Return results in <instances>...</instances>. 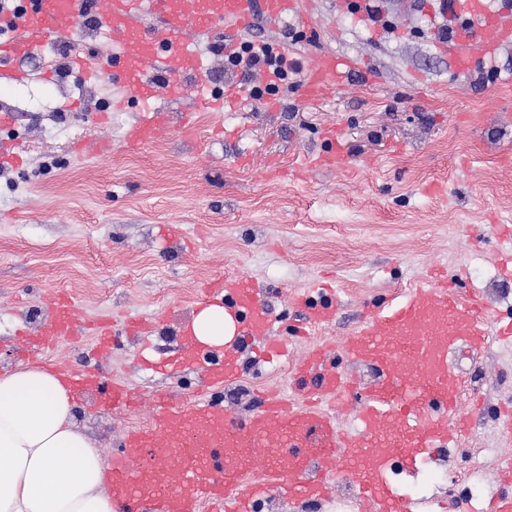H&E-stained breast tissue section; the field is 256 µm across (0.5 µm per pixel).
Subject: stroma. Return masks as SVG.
Masks as SVG:
<instances>
[{
  "mask_svg": "<svg viewBox=\"0 0 512 512\" xmlns=\"http://www.w3.org/2000/svg\"><path fill=\"white\" fill-rule=\"evenodd\" d=\"M383 5L386 28L338 0H309L313 24L291 17L271 30L259 19L236 34L277 42L297 63L319 51L359 58L374 85L314 99L301 74H292L276 94L279 110L270 112L253 96L258 76L216 55L208 81L222 92L223 111L186 97L171 105L167 130L138 150L121 143L140 115L137 104L99 119L124 93L119 69L106 68L93 84L74 72L48 83L41 62L28 60L25 83L0 78V108L16 119L0 140L13 141L22 156L0 170V369L23 364L18 332L37 331L47 319L48 293L77 298L86 319L113 322L106 355L95 354L93 336L79 335L37 359L73 372L99 369L137 393L131 413H99L93 398L76 404L79 426L108 454L122 431L150 423L158 392L178 404L206 394L239 423L268 390L303 402L311 383L294 372L309 349L347 337L366 307L434 270L512 314V278L499 270L512 245L493 228L512 225V46L494 53V66L459 78L423 0ZM186 109L195 119L188 131ZM465 113L486 120L470 127L459 121ZM102 140L103 153L76 151ZM328 153L336 167L313 166ZM228 274L263 289L280 336L305 315L293 293L318 284L335 289L336 319L280 363L240 354L238 378L220 389L206 388L201 368L158 370L179 356V333L198 312L202 287ZM127 319L157 325L140 341L125 334ZM474 364L461 405L472 422L461 445L483 449L486 489L510 496L496 462L512 445L493 410L512 403V346L490 340ZM429 470L419 465L405 488L417 512H447L448 483L428 482Z\"/></svg>",
  "mask_w": 512,
  "mask_h": 512,
  "instance_id": "35a3bbf8",
  "label": "stroma"
}]
</instances>
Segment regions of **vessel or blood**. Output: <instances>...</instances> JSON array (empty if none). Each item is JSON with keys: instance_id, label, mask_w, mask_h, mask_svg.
<instances>
[{"instance_id": "b4317fda", "label": "vessel or blood", "mask_w": 512, "mask_h": 512, "mask_svg": "<svg viewBox=\"0 0 512 512\" xmlns=\"http://www.w3.org/2000/svg\"><path fill=\"white\" fill-rule=\"evenodd\" d=\"M87 0H0V59L45 60L48 47L70 42ZM104 34L112 47L125 87L140 105L141 116L123 135L125 145L149 144L164 129L167 104L196 90L210 111L224 109L222 93L210 87V67L195 34L223 25L246 30L256 19L276 27L302 15L304 0H100ZM461 27L453 40L467 74L484 57L512 42V6L502 0H453ZM46 62V60H45ZM154 63L166 74L157 82L145 70ZM70 70L98 78V59L71 53ZM58 62H46L42 79L59 76ZM370 81L356 58L332 54L310 57L304 88L323 98L346 82ZM221 299L238 315V343L233 352L187 342L185 358L206 366L210 382L223 386L239 375L238 354L256 350L263 357L280 353L282 341L262 307L260 291L248 278L229 275L206 286L202 302ZM53 315L43 336L24 348L51 351L81 327L73 297L49 298ZM308 310L293 331L331 323L338 308L334 291L312 288L297 298ZM512 337V320L481 293L464 292L447 278L415 283L368 312L341 347L322 344L308 354L300 376L316 373L317 383L303 404L287 403L278 393L263 396L244 425L229 420L223 407L199 398L175 406L155 396L149 426L126 430L112 452L109 486L118 512H255L271 492L289 504L320 503L333 493L337 473L350 475L356 499L368 512H415V504L387 478L392 459L413 468L418 456L456 446L469 429L459 399L468 384L450 359L458 347L481 354L489 335ZM352 364L371 366L373 385L360 397L358 427L338 423L333 409L346 381L333 364L336 352Z\"/></svg>"}]
</instances>
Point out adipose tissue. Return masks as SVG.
<instances>
[{
  "instance_id": "ef3b65f1",
  "label": "adipose tissue",
  "mask_w": 512,
  "mask_h": 512,
  "mask_svg": "<svg viewBox=\"0 0 512 512\" xmlns=\"http://www.w3.org/2000/svg\"><path fill=\"white\" fill-rule=\"evenodd\" d=\"M236 328L220 304L192 322L196 342L208 347L231 343ZM74 409L69 387L43 367L0 373V512H114L108 464Z\"/></svg>"
}]
</instances>
